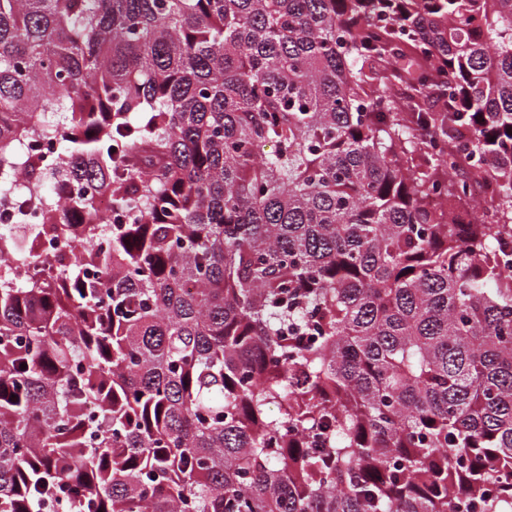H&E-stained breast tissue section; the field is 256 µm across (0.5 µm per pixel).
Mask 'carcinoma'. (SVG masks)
Returning <instances> with one entry per match:
<instances>
[{
  "instance_id": "obj_1",
  "label": "carcinoma",
  "mask_w": 512,
  "mask_h": 512,
  "mask_svg": "<svg viewBox=\"0 0 512 512\" xmlns=\"http://www.w3.org/2000/svg\"><path fill=\"white\" fill-rule=\"evenodd\" d=\"M0 205V512H512V0H0ZM10 227H13L19 235L20 248L25 251H31L32 253L41 255L42 259L53 260L55 258L57 254L56 249L48 245H38L33 242L32 238L24 232L27 230V227L24 224H12Z\"/></svg>"
}]
</instances>
